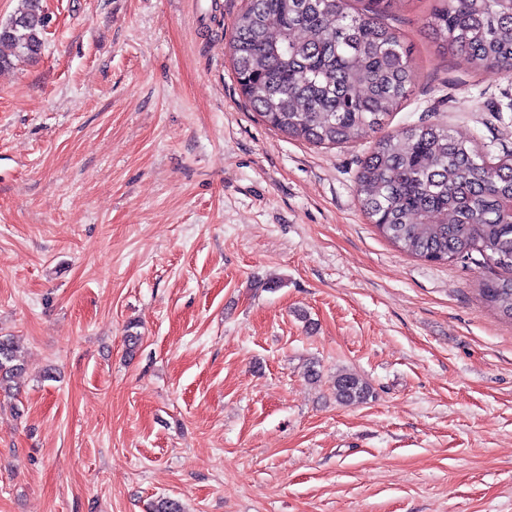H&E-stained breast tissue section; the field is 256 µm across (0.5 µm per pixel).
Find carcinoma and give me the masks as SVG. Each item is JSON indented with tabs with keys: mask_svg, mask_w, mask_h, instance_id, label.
<instances>
[{
	"mask_svg": "<svg viewBox=\"0 0 512 512\" xmlns=\"http://www.w3.org/2000/svg\"><path fill=\"white\" fill-rule=\"evenodd\" d=\"M408 0H247L230 39L237 82L258 116L281 133L316 146L363 140L382 130L416 81L409 46L382 21ZM48 26L42 0H20L0 25V45L32 58ZM430 26L445 50L488 75H512V0H434ZM356 192L379 234L429 262L470 259L504 271L479 288L512 323V155L491 160L475 142L441 123L400 137L379 136L361 162ZM24 370L13 338L0 336V390ZM336 400L371 394L358 374L341 371Z\"/></svg>",
	"mask_w": 512,
	"mask_h": 512,
	"instance_id": "carcinoma-1",
	"label": "carcinoma"
}]
</instances>
